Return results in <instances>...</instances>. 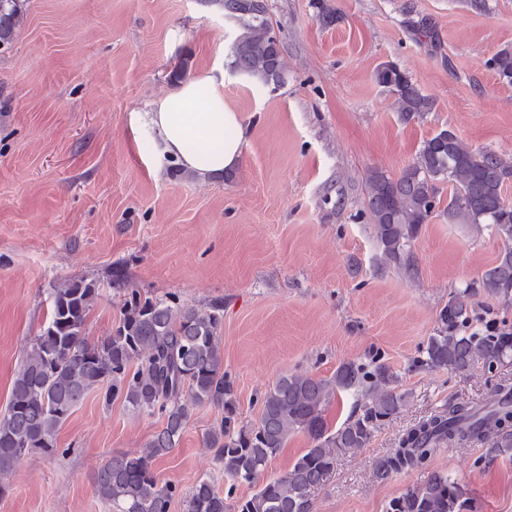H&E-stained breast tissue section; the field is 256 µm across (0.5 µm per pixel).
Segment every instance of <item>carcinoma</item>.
Returning a JSON list of instances; mask_svg holds the SVG:
<instances>
[{"mask_svg":"<svg viewBox=\"0 0 512 512\" xmlns=\"http://www.w3.org/2000/svg\"><path fill=\"white\" fill-rule=\"evenodd\" d=\"M26 0H0V47L11 44L25 20ZM224 16L240 24L229 50V65L240 77L273 90L288 80L281 44L266 17L264 0H213ZM499 82L512 85V49L486 62ZM376 81L395 96L400 119L409 122L434 109V100L392 63ZM512 179V155L474 149L443 128L425 139L413 162L395 177L372 170L365 179L366 207L385 264L414 268L410 243L428 223L440 201V185L451 186L448 217L477 227L485 224L512 243V204L502 195ZM512 303V246L502 251L476 286H468L440 311L433 336L419 350L416 365L454 372L476 361L488 368L512 356V332L496 322L478 327L477 310L467 298L475 292ZM127 293L118 326L94 344L86 323L98 297L96 283L64 281L51 291L48 321L30 341L13 380L11 396L0 413V475L11 472L30 451H56L58 428L88 392L100 389L110 402L121 398L132 409L157 415L162 426L134 454L112 457L95 476L99 496L117 512H170L178 494L152 469L175 448L201 405L222 409L224 416L203 436L204 446L224 467L230 485L218 490L199 481L185 500V512H228L236 484L256 487L236 504L237 512H313L316 493L330 480L340 450L369 443L383 421L396 413L403 396L392 389L394 376L375 360L349 361L328 377L290 373L261 396L255 424L239 420L233 381L224 371L223 309L180 306L168 299L143 300ZM351 393L357 404L338 427L326 418L338 395ZM301 433L310 447L279 475L266 473L268 462L288 440ZM491 443L489 453L512 457V389L498 388L482 404L451 402L403 433L396 448L375 463L386 479L423 467L444 446ZM386 512H474L458 480L434 474L391 500Z\"/></svg>","mask_w":512,"mask_h":512,"instance_id":"obj_1","label":"carcinoma"}]
</instances>
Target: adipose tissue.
I'll return each mask as SVG.
<instances>
[{"label": "adipose tissue", "instance_id": "1", "mask_svg": "<svg viewBox=\"0 0 512 512\" xmlns=\"http://www.w3.org/2000/svg\"><path fill=\"white\" fill-rule=\"evenodd\" d=\"M145 122L159 162L175 161L199 179L237 166L243 128L224 100V74L207 71L153 102Z\"/></svg>", "mask_w": 512, "mask_h": 512}]
</instances>
